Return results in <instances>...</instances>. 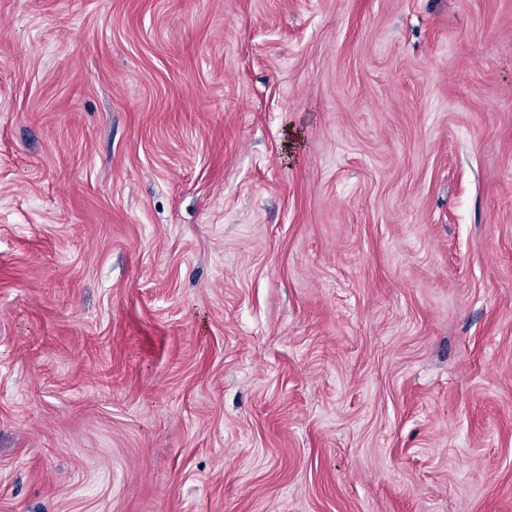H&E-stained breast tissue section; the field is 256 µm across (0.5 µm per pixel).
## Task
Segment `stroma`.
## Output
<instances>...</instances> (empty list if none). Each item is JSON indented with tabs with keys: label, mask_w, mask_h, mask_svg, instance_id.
I'll use <instances>...</instances> for the list:
<instances>
[{
	"label": "stroma",
	"mask_w": 512,
	"mask_h": 512,
	"mask_svg": "<svg viewBox=\"0 0 512 512\" xmlns=\"http://www.w3.org/2000/svg\"><path fill=\"white\" fill-rule=\"evenodd\" d=\"M0 512H512V0H0Z\"/></svg>",
	"instance_id": "stroma-1"
}]
</instances>
